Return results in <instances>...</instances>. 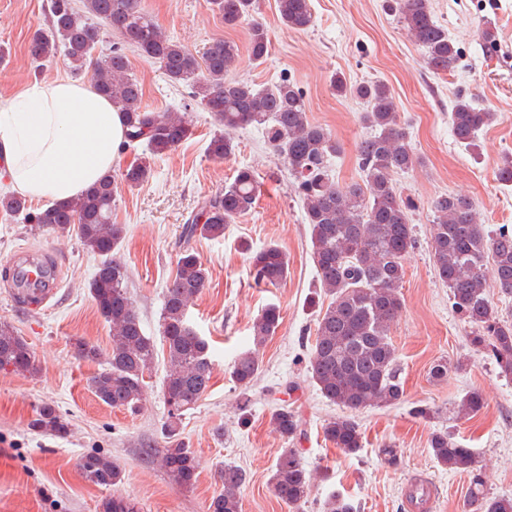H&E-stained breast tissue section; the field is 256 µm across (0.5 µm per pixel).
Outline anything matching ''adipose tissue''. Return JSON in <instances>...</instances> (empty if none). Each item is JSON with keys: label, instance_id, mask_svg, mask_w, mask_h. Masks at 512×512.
I'll return each mask as SVG.
<instances>
[{"label": "adipose tissue", "instance_id": "obj_1", "mask_svg": "<svg viewBox=\"0 0 512 512\" xmlns=\"http://www.w3.org/2000/svg\"><path fill=\"white\" fill-rule=\"evenodd\" d=\"M125 130L121 113L90 84L59 78L0 106V161L13 189L62 203L115 169Z\"/></svg>", "mask_w": 512, "mask_h": 512}]
</instances>
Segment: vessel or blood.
Returning <instances> with one entry per match:
<instances>
[{"mask_svg":"<svg viewBox=\"0 0 512 512\" xmlns=\"http://www.w3.org/2000/svg\"><path fill=\"white\" fill-rule=\"evenodd\" d=\"M0 272L9 280L10 297L17 305L44 307L60 288L59 259L50 253H16ZM436 497L437 491L431 482L419 481L411 493L412 512H426Z\"/></svg>","mask_w":512,"mask_h":512,"instance_id":"vessel-or-blood-1","label":"vessel or blood"}]
</instances>
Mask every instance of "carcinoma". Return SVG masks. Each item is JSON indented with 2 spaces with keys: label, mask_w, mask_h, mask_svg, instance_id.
I'll use <instances>...</instances> for the list:
<instances>
[{
  "label": "carcinoma",
  "mask_w": 512,
  "mask_h": 512,
  "mask_svg": "<svg viewBox=\"0 0 512 512\" xmlns=\"http://www.w3.org/2000/svg\"><path fill=\"white\" fill-rule=\"evenodd\" d=\"M235 26L252 16L256 0H206ZM396 10L410 38L425 53L434 73L457 67L460 50L432 13L428 0H395ZM280 22L293 30H305L312 22L310 0H277ZM48 25L38 28L28 42V54L37 63L63 58L72 74L90 80L98 93L123 112L127 122L125 148L144 147L143 156L106 176L80 197L65 204L34 211L17 193L0 195V210L20 216L27 224L47 228L60 236L76 233L81 245L100 258L88 283L97 310L112 331L109 349L84 339L72 343L80 361L103 365L89 380L95 396L106 405L127 411L141 408L146 376L157 357L156 340L146 335L134 302L127 291L128 270L116 258L123 228L112 223V206L120 184L130 188L148 180L149 158L163 155L191 135L186 118L176 112H157L143 103L140 82L129 72L126 50L133 49L157 63L170 85L185 86L204 111L224 127L208 144L209 156L224 160L234 154L233 133L256 127L269 151L280 158L293 178L292 191L309 224L312 260L322 292L330 297L320 309L309 356V372L320 393L345 410L325 424L324 437L347 454L362 448V433L353 413L374 406L399 403L404 388L390 330L402 309L399 287L405 276V260L417 245L411 213L416 204L398 190L394 174L422 164L401 127L390 87L382 81L348 85L341 75L333 77L336 94H350L367 105L361 121L372 130L357 149L364 184H336L333 164L340 144L326 128L308 118L307 102L300 87L283 78L270 88L229 77L239 62V48L219 41L202 56L195 55L160 29L142 6V0H47ZM119 39V45L96 52L103 32ZM269 37L265 26L250 27L249 53L253 60L266 57ZM494 119L487 108L460 97L449 115L455 141L477 148L478 133ZM254 172L241 167L224 191L198 202L183 225L175 274L163 290L159 317L166 372L161 393L168 408L166 439L159 451L161 467L171 481L190 491L196 483L197 465L192 451L180 438L178 422L211 387L212 353L209 341L191 324L194 304L209 273L189 246L196 235L224 236L226 225L251 211L256 200ZM430 247L434 269L448 287L452 310L469 327V342L512 378V322L499 317L488 294L484 265L492 259L498 287L512 294V230L502 227L491 234L477 218L467 197L443 194L433 203ZM251 270L258 285L277 286L288 276V257L269 244L251 256ZM279 308L266 306L252 325V347L239 353L231 376L247 390L262 370L259 348L280 325ZM0 369L32 374L35 358L26 340L14 327L0 321ZM484 407L477 392L467 393L457 404V414L475 415ZM280 435L294 439L302 434L296 413L281 406L271 414ZM30 429L55 437L70 432V422L54 405L44 404L30 422ZM436 461L469 476V495L476 512H512L511 498L485 494L483 475L476 467L472 449L461 447L448 432L437 430L429 441ZM88 483L109 488L121 482L122 471L112 456L100 452L80 460ZM222 489L209 512H241V489L247 473L235 465L219 472ZM311 475L294 448L286 449L274 467L270 484L274 495L289 506L308 496ZM100 512H138L135 502L121 495L104 497Z\"/></svg>",
  "instance_id": "obj_1"
}]
</instances>
